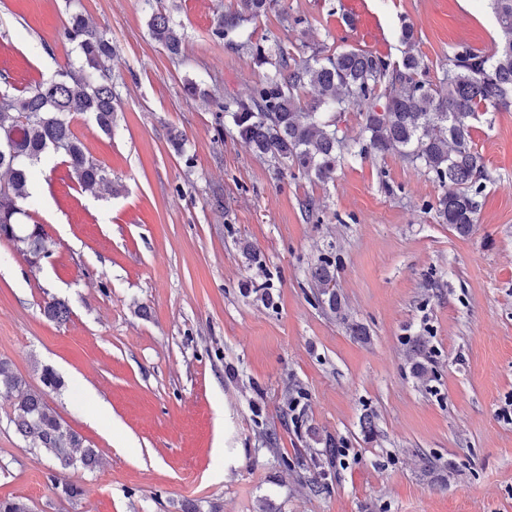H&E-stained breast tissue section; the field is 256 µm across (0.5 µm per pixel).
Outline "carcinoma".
Instances as JSON below:
<instances>
[{"label":"carcinoma","mask_w":512,"mask_h":512,"mask_svg":"<svg viewBox=\"0 0 512 512\" xmlns=\"http://www.w3.org/2000/svg\"><path fill=\"white\" fill-rule=\"evenodd\" d=\"M153 2L145 0L151 6L150 35L176 58L184 35L165 8ZM277 2L239 0L236 12L216 14L212 34L219 39L238 34L244 22L265 15ZM490 8L497 24L493 52L455 50L435 84L428 79V63L415 50L409 24L402 28L405 49L398 62L370 52L333 51L324 44H304L293 54L280 44L247 41L243 46L267 71L245 94L224 99L221 108L238 137L258 155L290 164L323 183L335 179L346 155L366 159L391 154L421 167L444 188L434 207L437 222L469 236L479 208V183L487 178L469 119L479 111L512 108V0H490ZM65 36L77 44L79 65L70 63L18 94L0 89V171L6 174L0 182V240L12 243L29 261L46 253L42 225L24 222L33 171L46 155L64 156L84 189L121 191L107 170L90 159L72 129L78 115L89 116L109 136L117 125L122 102L112 80V41L80 13L69 17ZM308 86L316 96L307 102L301 93ZM357 99L370 106L361 138L349 143L340 134L338 117ZM330 266L322 262L312 277L336 310ZM23 385L11 363L0 359V390L18 393L10 422L23 441L44 451L62 470L77 464L93 468L96 451L49 407L45 392H28ZM0 512H32V507L23 498H0Z\"/></svg>","instance_id":"cac0c4a2"}]
</instances>
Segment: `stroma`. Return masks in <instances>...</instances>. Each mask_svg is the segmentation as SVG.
Segmentation results:
<instances>
[{"instance_id":"1","label":"stroma","mask_w":512,"mask_h":512,"mask_svg":"<svg viewBox=\"0 0 512 512\" xmlns=\"http://www.w3.org/2000/svg\"><path fill=\"white\" fill-rule=\"evenodd\" d=\"M160 2L186 34L176 59L144 0H0L11 91L76 61L64 28L80 13L117 49L123 101L112 135L72 123L122 192L82 190L49 156L27 206L48 259L0 242V358L30 389L44 369L59 377L46 399L99 464L63 473L26 448L2 392L0 498L33 512H512V110L472 121L490 178L461 237L435 219L439 183L397 156L347 161L329 183L257 157L215 102L183 92L193 80L221 99L263 76L212 34L215 9L239 0ZM365 3L381 45L339 28L338 0H279L242 32L397 60L409 24L434 81L455 49L496 38L485 0ZM324 258L338 315L316 299ZM54 299L66 321L45 317ZM60 475L77 495L56 493Z\"/></svg>"}]
</instances>
